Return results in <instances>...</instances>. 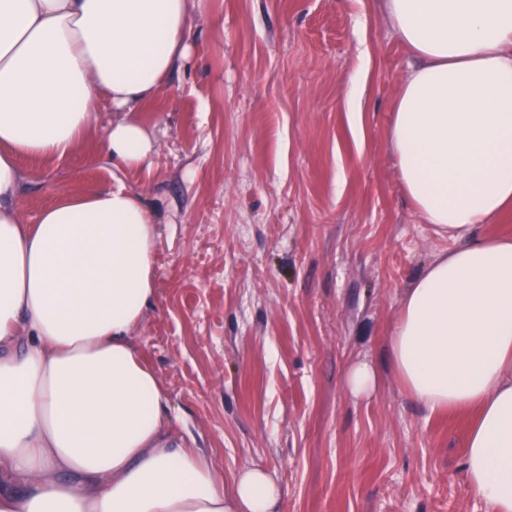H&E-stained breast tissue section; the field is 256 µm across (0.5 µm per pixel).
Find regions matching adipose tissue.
<instances>
[{"mask_svg":"<svg viewBox=\"0 0 512 512\" xmlns=\"http://www.w3.org/2000/svg\"><path fill=\"white\" fill-rule=\"evenodd\" d=\"M205 0H0V512H276L262 469L174 435L137 338L157 296L156 219L122 188L20 215L25 159L100 133L115 166L156 144L133 112L191 52ZM417 60L387 129L404 191L453 241L404 292L393 371L429 412L472 414L467 489L512 512V0H380ZM112 122L98 130L96 103Z\"/></svg>","mask_w":512,"mask_h":512,"instance_id":"adipose-tissue-1","label":"adipose tissue"}]
</instances>
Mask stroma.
I'll use <instances>...</instances> for the list:
<instances>
[{"instance_id": "1", "label": "stroma", "mask_w": 512, "mask_h": 512, "mask_svg": "<svg viewBox=\"0 0 512 512\" xmlns=\"http://www.w3.org/2000/svg\"><path fill=\"white\" fill-rule=\"evenodd\" d=\"M192 54L134 117L157 142L113 169L91 139L24 161L21 216L123 185L157 221V301L137 332L174 430L280 512H486L462 461L469 417L410 397L386 336L405 289L449 249L405 195L387 141L413 65L372 0H209ZM368 75L362 134L345 110ZM372 365L376 392L345 378ZM378 375L367 363H357L351 367L347 376V388L354 396H368L377 386Z\"/></svg>"}]
</instances>
